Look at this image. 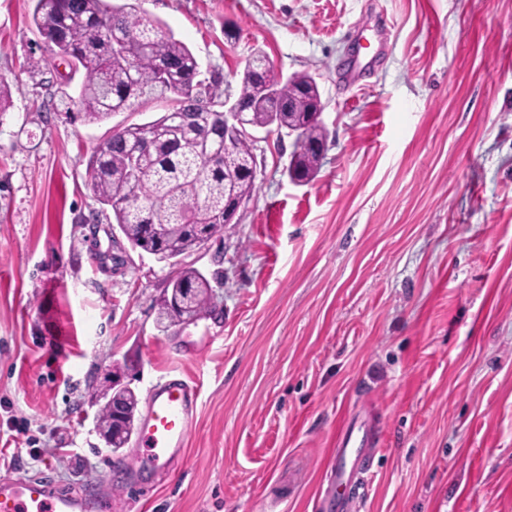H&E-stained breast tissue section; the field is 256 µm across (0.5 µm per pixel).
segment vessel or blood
Listing matches in <instances>:
<instances>
[{
  "instance_id": "b4317fda",
  "label": "vessel or blood",
  "mask_w": 512,
  "mask_h": 512,
  "mask_svg": "<svg viewBox=\"0 0 512 512\" xmlns=\"http://www.w3.org/2000/svg\"><path fill=\"white\" fill-rule=\"evenodd\" d=\"M198 393L187 378L171 373L151 387L146 398L139 444L147 448L150 466L161 469L186 448L196 421ZM370 437L346 425L336 450L335 486L359 493L364 488L365 470L348 467L349 455L369 445ZM109 502L90 491L74 493L49 479L0 478V512H107Z\"/></svg>"
}]
</instances>
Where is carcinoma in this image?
Returning a JSON list of instances; mask_svg holds the SVG:
<instances>
[{
	"instance_id": "obj_1",
	"label": "carcinoma",
	"mask_w": 512,
	"mask_h": 512,
	"mask_svg": "<svg viewBox=\"0 0 512 512\" xmlns=\"http://www.w3.org/2000/svg\"><path fill=\"white\" fill-rule=\"evenodd\" d=\"M33 23L50 56L67 57L84 71L79 92L80 116L88 123L107 120L130 109L138 100L181 99L185 110L204 114L209 136L182 121L180 113L132 124L97 148L90 161V189L97 201L112 210L113 219L134 250L151 255L167 252L181 257L202 246L196 227L207 239L224 235V198L227 187L250 197L256 191L253 141L239 139L224 146V113L207 106L223 102L224 90L216 79H199V63L188 45L162 30L132 4L110 0H36ZM122 40L125 61H112V36ZM248 121L256 128L299 129L287 174L309 182L320 167L325 133L309 117L321 103L318 85L305 74L286 80L269 65L247 66L238 90ZM172 126L183 127L176 140L164 137ZM151 224L178 228L171 241L149 231ZM171 288L191 291V307L172 304L168 295L159 304V322L169 328L186 318H202L216 307L210 279L198 269L182 266ZM109 390L96 418L102 438L112 434ZM129 419L126 433L134 430L137 392L121 394Z\"/></svg>"
}]
</instances>
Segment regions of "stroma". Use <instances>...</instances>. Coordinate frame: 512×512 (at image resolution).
Here are the masks:
<instances>
[{
  "label": "stroma",
  "instance_id": "stroma-1",
  "mask_svg": "<svg viewBox=\"0 0 512 512\" xmlns=\"http://www.w3.org/2000/svg\"><path fill=\"white\" fill-rule=\"evenodd\" d=\"M203 78L238 92L264 55L318 84L316 177L258 132L241 221L181 263L219 276L218 309L162 330L176 267L112 238L88 187L113 126L78 115L32 0H0V476L97 487L110 512H317L327 460L359 417L369 481L349 512H512V0H138ZM40 67H33V60ZM370 63L340 88L338 71ZM139 396L199 391L164 469L94 432L108 366Z\"/></svg>",
  "mask_w": 512,
  "mask_h": 512
}]
</instances>
